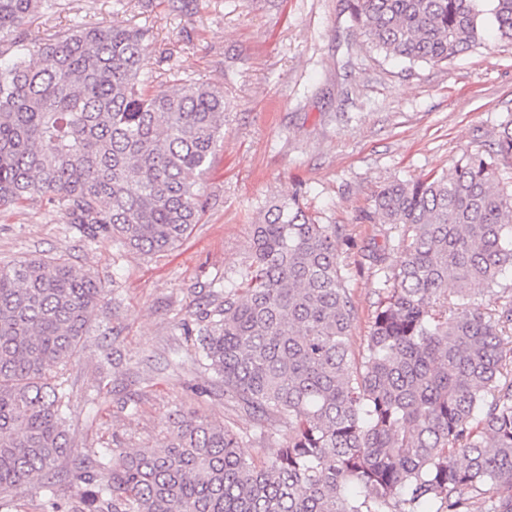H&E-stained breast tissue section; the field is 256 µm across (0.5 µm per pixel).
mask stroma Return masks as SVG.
<instances>
[{
  "instance_id": "1",
  "label": "stroma",
  "mask_w": 512,
  "mask_h": 512,
  "mask_svg": "<svg viewBox=\"0 0 512 512\" xmlns=\"http://www.w3.org/2000/svg\"><path fill=\"white\" fill-rule=\"evenodd\" d=\"M348 0H56L32 37L74 23L148 27L151 90L171 72L223 90L224 138L196 224L172 251L146 256L109 238L88 240L61 213L32 201L0 214V261L64 256L109 290L67 373V430L79 451L157 447L175 411L235 429L257 424L196 361L183 321L217 306L220 285L251 250V222L300 194L322 224L352 237L343 257L355 305L350 345L361 357L383 275L362 260L398 230L367 221L387 182L415 180L466 152L494 147L512 114V45L487 31L471 52L433 65L385 58L364 41Z\"/></svg>"
}]
</instances>
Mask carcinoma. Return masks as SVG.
I'll return each mask as SVG.
<instances>
[{"label": "carcinoma", "mask_w": 512, "mask_h": 512, "mask_svg": "<svg viewBox=\"0 0 512 512\" xmlns=\"http://www.w3.org/2000/svg\"><path fill=\"white\" fill-rule=\"evenodd\" d=\"M55 0H0V212L41 199L83 237L165 253L199 223L203 179L224 134V92L182 80L154 95L147 28L74 25L34 42ZM386 58L446 63L496 28L512 0H351ZM497 148L416 181L393 180L374 214L402 229L400 262L372 246L383 291L361 364L336 224L300 195L267 205L253 248L207 324L186 325L196 361L259 426L288 443L257 461L253 439L179 412L159 448L73 455L66 369L108 290L62 256L0 264V500L72 478L77 504L46 512H468L465 493L512 512V295L494 309L448 301L491 290L512 267V117ZM63 458L71 467L57 470ZM266 429L271 438L269 440H252L245 444L246 448H242L245 455L255 459H263L270 454L271 448H277L288 442V426L283 423H272L266 425Z\"/></svg>", "instance_id": "cac0c4a2"}]
</instances>
